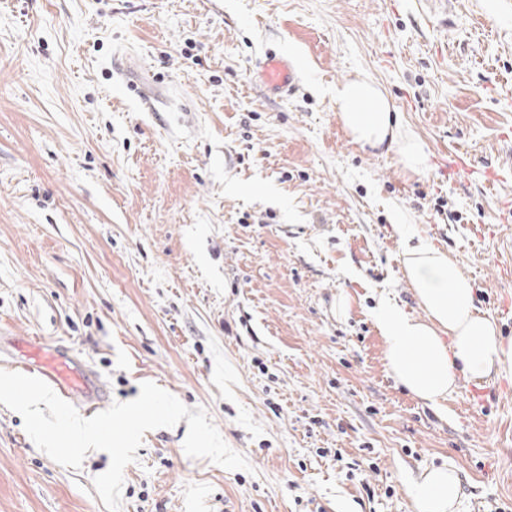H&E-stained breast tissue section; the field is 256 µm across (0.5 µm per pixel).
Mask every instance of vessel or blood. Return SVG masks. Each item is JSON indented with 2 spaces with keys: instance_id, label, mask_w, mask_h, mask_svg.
Returning <instances> with one entry per match:
<instances>
[{
  "instance_id": "obj_1",
  "label": "vessel or blood",
  "mask_w": 512,
  "mask_h": 512,
  "mask_svg": "<svg viewBox=\"0 0 512 512\" xmlns=\"http://www.w3.org/2000/svg\"><path fill=\"white\" fill-rule=\"evenodd\" d=\"M296 75V67L288 56L273 54L259 65L253 79L268 93L285 98L295 88ZM22 353V360L16 364L18 372L42 379L60 398L75 402L84 414H95L107 400L108 394L99 379L68 350L60 348L46 353L44 342L32 336L23 341Z\"/></svg>"
}]
</instances>
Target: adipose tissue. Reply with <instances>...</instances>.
Returning <instances> with one entry per match:
<instances>
[{
    "instance_id": "obj_1",
    "label": "adipose tissue",
    "mask_w": 512,
    "mask_h": 512,
    "mask_svg": "<svg viewBox=\"0 0 512 512\" xmlns=\"http://www.w3.org/2000/svg\"><path fill=\"white\" fill-rule=\"evenodd\" d=\"M336 103L353 142L373 148L401 143L404 167L420 170L421 144L402 133L388 97L375 83L361 77L345 81L336 89ZM404 265L425 318L387 300L375 314L386 367L396 383L439 405L456 390L459 377L482 381L512 370V338L501 336L495 321L478 313L471 282L446 254L414 246L406 251ZM461 492L453 467L425 470L412 486L413 512H454Z\"/></svg>"
}]
</instances>
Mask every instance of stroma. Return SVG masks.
Returning <instances> with one entry per match:
<instances>
[{"label": "stroma", "instance_id": "35a3bbf8", "mask_svg": "<svg viewBox=\"0 0 512 512\" xmlns=\"http://www.w3.org/2000/svg\"><path fill=\"white\" fill-rule=\"evenodd\" d=\"M297 60L285 99L251 81ZM386 92L425 154L354 143L336 88ZM512 0H0V369L21 336L84 360L110 402L157 384L250 470L145 432L120 512H412L453 465L455 512H512V372L443 405L385 364L381 300L423 317L407 247L440 250L512 337ZM477 173L441 169L453 148ZM88 451L57 464L0 404V512H107ZM461 492L460 477L452 466L425 470L413 483L412 509L414 512H455Z\"/></svg>", "mask_w": 512, "mask_h": 512}]
</instances>
